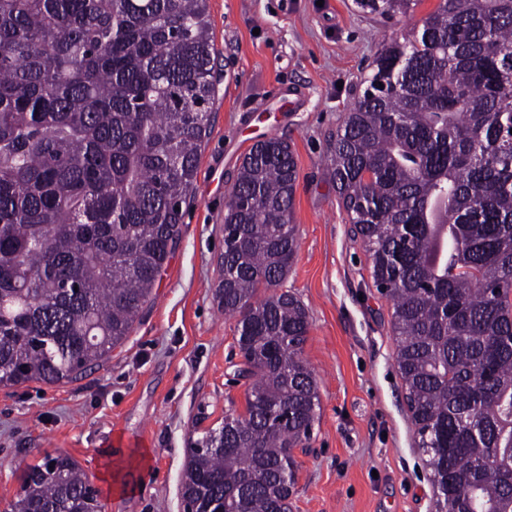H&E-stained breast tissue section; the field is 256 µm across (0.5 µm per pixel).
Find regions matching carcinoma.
Segmentation results:
<instances>
[{
  "label": "carcinoma",
  "instance_id": "1",
  "mask_svg": "<svg viewBox=\"0 0 512 512\" xmlns=\"http://www.w3.org/2000/svg\"><path fill=\"white\" fill-rule=\"evenodd\" d=\"M207 2L0 0V386L77 379L151 301L217 90ZM418 2L355 5L394 19ZM364 82L328 173L392 302L434 512H512V0H440ZM296 181L291 145L268 138L224 205L217 297L249 387L188 449L195 512H288L292 451L319 419L308 314L279 291ZM11 508L102 512L64 454L27 467Z\"/></svg>",
  "mask_w": 512,
  "mask_h": 512
}]
</instances>
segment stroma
Masks as SVG:
<instances>
[{
    "mask_svg": "<svg viewBox=\"0 0 512 512\" xmlns=\"http://www.w3.org/2000/svg\"><path fill=\"white\" fill-rule=\"evenodd\" d=\"M439 0L408 17L359 13L354 0H208L218 92L180 240L128 340L77 380L0 388V512L27 466L65 454L105 512H183L180 478L193 441L243 410L247 381L236 318L216 296L224 203L261 139L297 160L299 250L284 282L309 315L303 356L320 418L298 471L291 512H432L429 470L400 377L390 319L329 177L331 138L385 42L420 28Z\"/></svg>",
    "mask_w": 512,
    "mask_h": 512,
    "instance_id": "35a3bbf8",
    "label": "stroma"
}]
</instances>
